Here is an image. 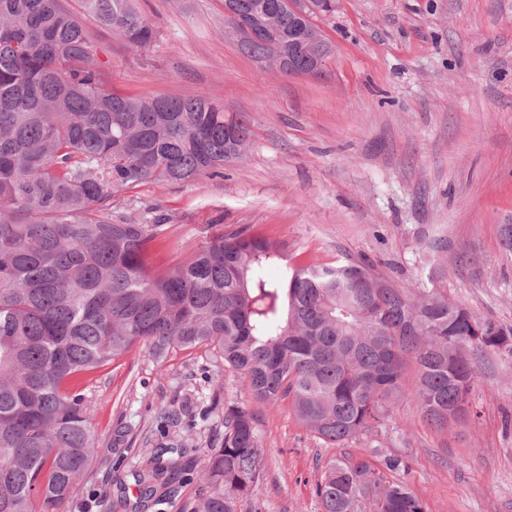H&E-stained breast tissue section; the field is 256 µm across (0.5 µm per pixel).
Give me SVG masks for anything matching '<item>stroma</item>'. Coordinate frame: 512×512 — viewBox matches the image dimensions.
<instances>
[{
	"label": "stroma",
	"mask_w": 512,
	"mask_h": 512,
	"mask_svg": "<svg viewBox=\"0 0 512 512\" xmlns=\"http://www.w3.org/2000/svg\"><path fill=\"white\" fill-rule=\"evenodd\" d=\"M155 31L135 50L87 22L109 86L144 97L207 96L245 115L249 143L223 177L148 182L112 213L164 219L147 263L160 273L214 235L275 243L289 267L366 259L397 286L437 288L512 325V0H340L318 25L324 74L287 75L237 48L224 0H139ZM465 417L437 428L406 395L367 437L332 445L291 398L255 400L210 351L154 362L139 344L95 375L96 453L64 512H130L129 473L169 433L201 459L224 436V408L253 415L265 450L237 512H322L315 487L331 462L368 461L403 480L427 512H512V357L490 353ZM397 468H388V461Z\"/></svg>",
	"instance_id": "stroma-1"
}]
</instances>
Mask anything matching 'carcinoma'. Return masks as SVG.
<instances>
[{
    "mask_svg": "<svg viewBox=\"0 0 512 512\" xmlns=\"http://www.w3.org/2000/svg\"><path fill=\"white\" fill-rule=\"evenodd\" d=\"M0 0V512H56L96 448L86 377L139 343L161 362L208 346L254 398L292 397L298 419L333 444L362 438L402 396L446 425L464 416L476 355L512 357V327L448 295H412L366 261L268 267L278 248L214 236L154 274L144 261L162 225L112 219V199L141 183L223 175L246 151V117L200 95L144 98L106 86L81 17L142 49L154 32L138 0ZM283 33L243 53L286 58L288 75L324 73L330 42L315 20L339 0H248ZM264 458L253 416L224 409V439L200 463L206 491L191 512H237ZM192 461L169 438L134 471V512H160ZM322 512H427L401 481L364 460L332 462L316 486Z\"/></svg>",
    "mask_w": 512,
    "mask_h": 512,
    "instance_id": "carcinoma-1",
    "label": "carcinoma"
}]
</instances>
